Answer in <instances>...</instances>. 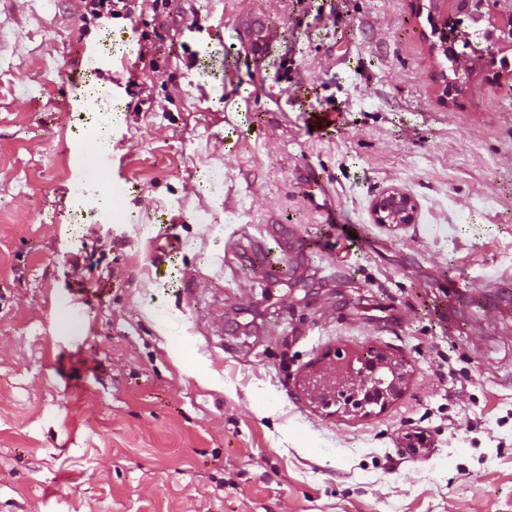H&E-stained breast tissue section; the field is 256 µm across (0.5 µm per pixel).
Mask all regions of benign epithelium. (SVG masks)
<instances>
[{
    "instance_id": "7a95c632",
    "label": "benign epithelium",
    "mask_w": 512,
    "mask_h": 512,
    "mask_svg": "<svg viewBox=\"0 0 512 512\" xmlns=\"http://www.w3.org/2000/svg\"><path fill=\"white\" fill-rule=\"evenodd\" d=\"M427 22L430 32H422L430 58L444 57L451 63L453 76L435 70L438 99L455 103L465 95L473 77L499 80L503 72H490L497 55L512 51V0H429ZM484 25L486 45L458 46L470 39L461 28L464 19ZM376 224H412L416 204L412 196L395 187L379 193L372 203ZM335 357L332 368L319 366L310 376L308 391L312 403L327 416L366 418L380 414L406 393L413 369L406 357L390 347L371 346L348 357L339 349L325 357Z\"/></svg>"
}]
</instances>
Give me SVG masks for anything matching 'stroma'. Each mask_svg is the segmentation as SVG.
Wrapping results in <instances>:
<instances>
[{
    "mask_svg": "<svg viewBox=\"0 0 512 512\" xmlns=\"http://www.w3.org/2000/svg\"><path fill=\"white\" fill-rule=\"evenodd\" d=\"M321 2L0 0V512H512V300L480 299L512 285V90L444 105L413 0ZM103 105L108 210L71 179ZM390 187L415 223L373 222ZM279 243L271 285L248 253ZM376 344L411 361L404 397L325 416L317 361ZM136 0H84V9L86 15H90L93 19H99L104 15L111 18L123 17L131 19L135 15Z\"/></svg>",
    "mask_w": 512,
    "mask_h": 512,
    "instance_id": "1",
    "label": "stroma"
}]
</instances>
